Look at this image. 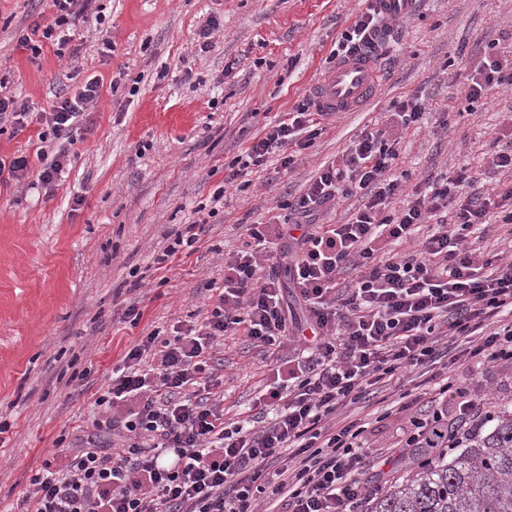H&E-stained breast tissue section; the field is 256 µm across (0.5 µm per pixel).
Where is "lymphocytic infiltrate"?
Listing matches in <instances>:
<instances>
[{
	"mask_svg": "<svg viewBox=\"0 0 512 512\" xmlns=\"http://www.w3.org/2000/svg\"><path fill=\"white\" fill-rule=\"evenodd\" d=\"M93 0H51L21 46L44 45L64 54L71 30L92 17ZM385 22L366 8L342 32L331 59L354 52ZM512 90V45L492 42L470 78L466 99ZM101 83L86 82L59 95L40 113L36 156L0 158V184L28 181L53 194L68 162L80 117L97 103ZM299 103L230 163L229 179L280 156L311 147L326 120ZM395 130L365 129L340 162L323 164L303 192L285 202L283 223L247 227L242 249L224 261V285L202 324H180L172 335L142 337L112 370L97 397L101 414L92 432L46 461L17 512H367L373 493L365 470L385 476L408 449L423 445L436 425L448 427V445L493 419L487 397L470 398L449 382L438 363L512 362V260L498 262L474 248L471 237L493 218L512 223V184L477 195L467 167L407 186L396 171ZM402 209L389 211L393 196ZM360 206L342 224H320L321 209L340 198ZM287 262L281 281L272 261ZM356 277L348 287L347 272ZM293 288L303 319L284 295ZM309 334H301L300 321ZM243 336L279 351H299L288 376L258 397L268 422L225 426L224 397L206 372L218 340ZM434 391L432 414L415 404ZM391 392L409 420L404 447L372 456L363 427L336 425L337 413L374 392Z\"/></svg>",
	"mask_w": 512,
	"mask_h": 512,
	"instance_id": "1",
	"label": "lymphocytic infiltrate"
}]
</instances>
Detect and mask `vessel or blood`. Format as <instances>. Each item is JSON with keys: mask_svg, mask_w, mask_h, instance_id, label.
<instances>
[{"mask_svg": "<svg viewBox=\"0 0 512 512\" xmlns=\"http://www.w3.org/2000/svg\"><path fill=\"white\" fill-rule=\"evenodd\" d=\"M379 88V72L372 54L357 51L336 63L310 89L318 112H352L373 99Z\"/></svg>", "mask_w": 512, "mask_h": 512, "instance_id": "obj_1", "label": "vessel or blood"}]
</instances>
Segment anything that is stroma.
Segmentation results:
<instances>
[{"label":"stroma","mask_w":512,"mask_h":512,"mask_svg":"<svg viewBox=\"0 0 512 512\" xmlns=\"http://www.w3.org/2000/svg\"><path fill=\"white\" fill-rule=\"evenodd\" d=\"M102 23H81L69 51L39 56L20 46L41 0H0V77L30 112L59 92L99 78L100 97L69 148L53 195L26 183L0 187V512H9L44 460L90 425L91 408L130 345L150 332L203 321L224 259L241 249L246 225L281 215L318 168L363 129L387 120L391 100L422 96L420 129L403 132L398 166L409 183L468 165L487 192L496 146L512 141V91L470 104L469 78L488 43L512 42V0H419L396 24L376 97L330 116L290 168L278 157L225 183V169L264 127L307 96L328 69L337 37L363 0H96ZM216 18L208 49L198 32ZM111 40V56L100 53ZM232 73H225V65ZM224 205L195 250L156 265L167 236L198 220L216 189ZM81 205H74V197ZM143 311L124 321L130 303ZM215 373L225 422L252 419L275 355L244 338L218 347ZM475 397L512 405V364L454 368ZM365 427L372 453L402 446L407 419L383 405L345 410Z\"/></svg>","instance_id":"1"}]
</instances>
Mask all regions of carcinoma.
Segmentation results:
<instances>
[{"mask_svg": "<svg viewBox=\"0 0 512 512\" xmlns=\"http://www.w3.org/2000/svg\"><path fill=\"white\" fill-rule=\"evenodd\" d=\"M443 428L431 431L405 477L374 497L370 512H512V409L503 407L493 424L448 454Z\"/></svg>", "mask_w": 512, "mask_h": 512, "instance_id": "cac0c4a2", "label": "carcinoma"}]
</instances>
